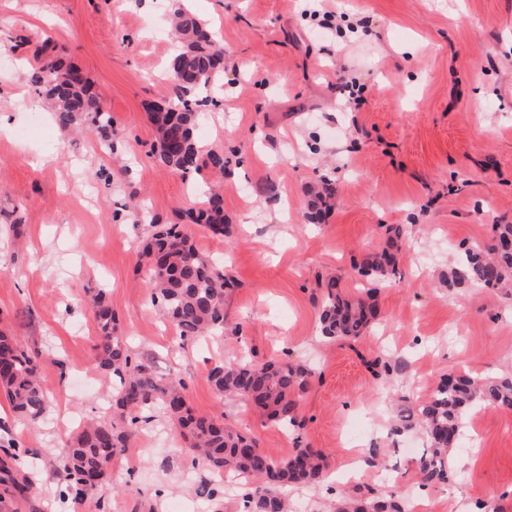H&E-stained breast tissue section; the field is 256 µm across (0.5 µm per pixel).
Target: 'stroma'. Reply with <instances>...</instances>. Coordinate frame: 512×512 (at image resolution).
Returning a JSON list of instances; mask_svg holds the SVG:
<instances>
[{"label": "stroma", "mask_w": 512, "mask_h": 512, "mask_svg": "<svg viewBox=\"0 0 512 512\" xmlns=\"http://www.w3.org/2000/svg\"><path fill=\"white\" fill-rule=\"evenodd\" d=\"M224 43V89L194 136L223 150V172L196 182L162 164L148 119L173 97L167 70L169 0H0V329L50 354L42 369L49 404L35 424H0V440L32 448L24 469L41 512H240L246 490L202 494L169 424L140 426L98 494L60 502L61 455L98 417L109 374L92 362L91 288L109 289L133 356L187 382L189 405L220 413L282 460L295 447L326 459L323 486L289 492L305 512H332L343 495L428 499L435 512H512V409L479 405L466 440L448 454L454 478L422 484L421 431L396 436L392 417L428 398L440 375L512 377V292L448 274L465 248L490 244L512 224V0H191ZM341 10L334 29L311 14ZM88 77L112 116L113 151L59 128L46 103L28 97L43 42ZM364 86L359 104L342 84ZM109 179H102V172ZM334 187L321 223H308L306 191ZM216 187L232 233L187 222ZM149 218L180 224L206 259L235 279L224 333L180 344L148 302L139 253ZM405 229L396 276L380 284L378 317L355 341L320 333V278L365 297L355 266L381 252L385 229ZM242 356L301 363L313 371L300 398L301 429L288 431L239 399L217 396L210 368ZM392 366L373 376L375 358ZM377 449L350 472L351 451Z\"/></svg>", "instance_id": "stroma-1"}]
</instances>
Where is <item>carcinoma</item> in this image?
Returning a JSON list of instances; mask_svg holds the SVG:
<instances>
[{
    "label": "carcinoma",
    "mask_w": 512,
    "mask_h": 512,
    "mask_svg": "<svg viewBox=\"0 0 512 512\" xmlns=\"http://www.w3.org/2000/svg\"><path fill=\"white\" fill-rule=\"evenodd\" d=\"M179 48L169 68L175 99L155 108L148 118L157 134V153L162 163L183 175L205 167L224 171V151L202 153L193 129L204 115L207 100L198 97L215 74L224 70V43L192 9L190 0H172L171 10ZM44 44L30 71V84L45 98L58 126L83 127L100 144L112 148V116L99 102L93 85L82 72L47 55ZM334 195L330 180L323 178L311 190V219L322 217L321 206ZM192 223L216 236L230 234L224 223L223 197L213 192L205 207L188 212ZM389 248L357 268L359 275L374 279L396 273L391 249L403 235L400 226L389 228ZM150 241L143 251L146 278L151 288V305L177 329L179 340L224 334V296L234 284L224 273V264L204 259L189 242L179 224H150ZM512 224L495 226V243L490 247L466 249L462 261L452 269L451 281L481 288H505L512 276ZM97 322V338L92 362L112 375L110 406L112 418L136 414L143 421L158 412L174 426L186 447L192 451V466L207 474H238L254 483L250 492L253 512H291L282 489L289 485L320 486L325 464L320 452L295 448L285 459L273 461L256 440L224 423V415L194 411L186 398L185 380L175 374L159 376L153 364L129 351L118 333L115 313L107 300V290L95 288L86 297ZM376 306L354 301L331 279L321 302V333L327 339L360 336L376 318ZM43 354L6 331H0V393L17 416L35 424L46 414L48 394L41 382ZM312 371L302 364L278 361L255 363L241 358L233 363L219 362L208 371V381L220 395L241 397L249 405L281 427L299 426V399L307 390ZM478 404L512 408V379L487 381L468 374L442 375L429 398L398 415L394 431L418 425L424 431L427 447L418 461L423 482H448V449L460 440V421L465 410ZM134 431L115 423L99 421L83 426L71 439L62 457L65 488L62 496L84 498L101 487L112 465L129 447ZM32 450L18 443L0 445V490L16 501L31 503L36 497L32 482L22 474L21 462ZM335 512H403L394 498L363 496L341 499Z\"/></svg>",
    "instance_id": "1"
}]
</instances>
